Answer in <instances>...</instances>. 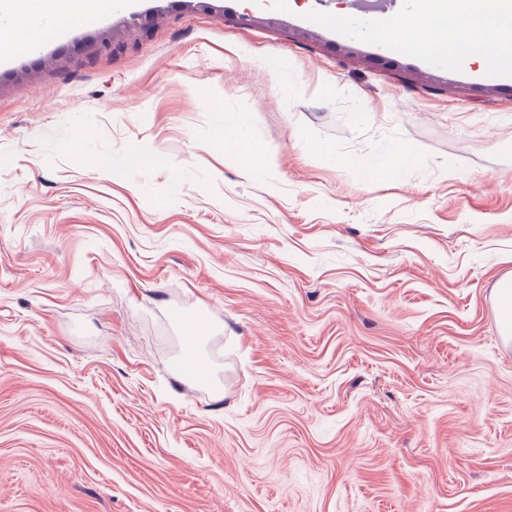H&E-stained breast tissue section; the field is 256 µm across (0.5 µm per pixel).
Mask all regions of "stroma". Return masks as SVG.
I'll return each instance as SVG.
<instances>
[{
  "instance_id": "obj_1",
  "label": "stroma",
  "mask_w": 512,
  "mask_h": 512,
  "mask_svg": "<svg viewBox=\"0 0 512 512\" xmlns=\"http://www.w3.org/2000/svg\"><path fill=\"white\" fill-rule=\"evenodd\" d=\"M0 157V512H512L511 79L352 0H124L0 62ZM251 122L252 117L248 112L224 113V127L221 126L219 135L212 141V147L225 152L232 148L248 168L261 171L266 166V156L247 135ZM228 128L231 135L226 133ZM421 158L419 150L411 149L403 144L390 145L381 160L349 161L351 170L361 180L366 181L374 175L392 178L396 172L407 164L417 163ZM89 165L107 169L111 174L132 168H155L164 164V157L157 152L133 149L119 158H97L81 154ZM504 284H510L508 290L502 288ZM500 286V288H498ZM496 303L501 320L502 335L512 339V276L503 277L497 285Z\"/></svg>"
}]
</instances>
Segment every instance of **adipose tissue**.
Returning a JSON list of instances; mask_svg holds the SVG:
<instances>
[{
  "label": "adipose tissue",
  "instance_id": "obj_1",
  "mask_svg": "<svg viewBox=\"0 0 512 512\" xmlns=\"http://www.w3.org/2000/svg\"><path fill=\"white\" fill-rule=\"evenodd\" d=\"M116 5L117 0H0V46L15 52L34 50L31 34L56 40L67 30L105 17ZM372 33L387 44L451 67L485 63L491 56L484 50L488 44L499 60L512 63V0H422L397 18L380 21ZM251 122L247 112L225 114L226 131L212 146L233 150L248 168L260 171L266 156L247 135ZM420 157V151L398 143L381 159L354 161L350 167L363 181L376 175L390 178Z\"/></svg>",
  "mask_w": 512,
  "mask_h": 512
}]
</instances>
